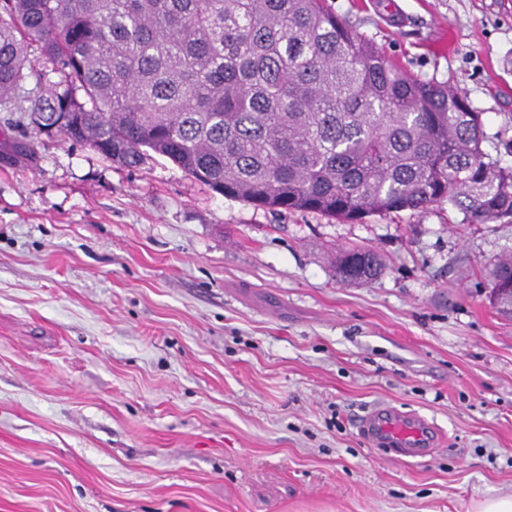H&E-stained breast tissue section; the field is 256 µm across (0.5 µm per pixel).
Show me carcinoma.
Segmentation results:
<instances>
[{
	"label": "carcinoma",
	"mask_w": 512,
	"mask_h": 512,
	"mask_svg": "<svg viewBox=\"0 0 512 512\" xmlns=\"http://www.w3.org/2000/svg\"><path fill=\"white\" fill-rule=\"evenodd\" d=\"M139 167L160 156L214 192L347 221L446 203L512 223V169L481 117L386 58L327 0H0V112ZM336 252L347 284L382 271ZM512 284V257L488 274Z\"/></svg>",
	"instance_id": "obj_1"
}]
</instances>
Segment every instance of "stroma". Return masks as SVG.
<instances>
[{
  "label": "stroma",
  "instance_id": "obj_1",
  "mask_svg": "<svg viewBox=\"0 0 512 512\" xmlns=\"http://www.w3.org/2000/svg\"><path fill=\"white\" fill-rule=\"evenodd\" d=\"M466 98L512 169V0H329ZM366 246L370 283L333 251ZM512 224L445 204L340 221L139 168L0 112V512H476L512 496ZM378 406L444 442L358 432ZM368 248H345L336 252V276L347 284H359L373 280L382 271V260ZM488 282L490 290V297L493 301L494 296L493 292H499L504 290L493 288H511L507 287L511 285L512 282V257L502 259L499 261L489 272L488 274ZM512 289V288H511ZM494 290V291H493ZM495 305H497L499 311L505 315H508L512 318V295L511 296H497L496 302L493 301ZM359 431L372 447L392 448L394 458L417 461L431 456L441 438L425 418L391 406L368 411L359 421Z\"/></svg>",
  "mask_w": 512,
  "mask_h": 512
}]
</instances>
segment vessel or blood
<instances>
[{"label": "vessel or blood", "instance_id": "obj_1", "mask_svg": "<svg viewBox=\"0 0 512 512\" xmlns=\"http://www.w3.org/2000/svg\"><path fill=\"white\" fill-rule=\"evenodd\" d=\"M359 431L370 446L392 449L395 459L401 461L425 459L441 443L425 418L391 406L368 411L359 421Z\"/></svg>", "mask_w": 512, "mask_h": 512}]
</instances>
